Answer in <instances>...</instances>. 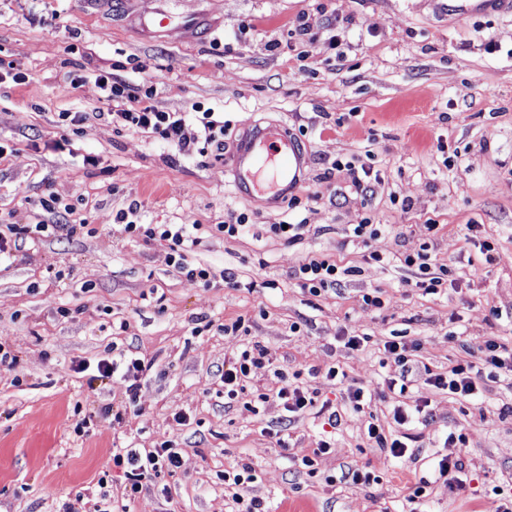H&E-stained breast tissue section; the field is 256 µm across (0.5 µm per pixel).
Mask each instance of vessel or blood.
Returning <instances> with one entry per match:
<instances>
[{"mask_svg":"<svg viewBox=\"0 0 512 512\" xmlns=\"http://www.w3.org/2000/svg\"><path fill=\"white\" fill-rule=\"evenodd\" d=\"M453 10L462 20L512 13V0H455ZM304 166V149L287 128L254 124L234 144L229 166L231 185L238 196L260 194L275 206L300 185Z\"/></svg>","mask_w":512,"mask_h":512,"instance_id":"vessel-or-blood-1","label":"vessel or blood"}]
</instances>
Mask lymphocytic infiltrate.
<instances>
[{"mask_svg": "<svg viewBox=\"0 0 512 512\" xmlns=\"http://www.w3.org/2000/svg\"><path fill=\"white\" fill-rule=\"evenodd\" d=\"M95 82L104 92L106 100L115 102L116 110L109 117L113 127H129L152 134L156 138L174 147L184 156L193 153H206L208 147L223 146L224 138L230 130V125L216 118L214 112L204 111L198 118L201 126L200 134L188 131L185 117L179 112H165L157 109L152 103V89L144 88L135 80L117 77L111 73L97 75ZM42 209L58 216L55 224H11L6 232H0V258L13 256L29 242L41 236L76 235L94 236L96 225L81 223H66V216L74 214L76 207L71 203L61 202L55 196L41 199ZM140 209L138 202H131L127 211L118 213V220L124 221V231L129 236L142 239L144 242L154 241L165 243L168 248V263L180 273L202 285H209L211 272L209 268L195 265L188 261L187 252L196 244L189 225L186 224H142L135 217ZM401 265L413 271L414 287L424 293L436 294L447 285L451 274L449 266L437 263L433 259L428 246H421L418 251L401 254ZM346 274L345 269L336 259L324 254L309 255L300 265L296 277L301 288L310 295L318 297L330 291L337 290ZM422 348L420 340L404 336H391L383 343V354L386 362L394 368L393 374L384 381L388 392L401 397V404L394 407L392 420L394 430H386L377 419L367 422L365 445L387 453L399 459L408 450L404 428L415 417L428 414L429 402H420L409 398V385L413 375L419 371L417 356ZM460 348L464 354L456 365L445 372L426 371L425 381L435 390L461 400L468 401L478 392V382L482 375H489L497 380H512V347L501 343L498 337L489 336L485 339L470 343L461 342ZM273 360L270 350L260 344L243 349L224 364L220 379L224 385V406L232 408L240 402H247L252 412L260 409L272 399L278 400L285 412L286 424L294 422L315 404L316 391L302 383V375L322 377L334 383L343 385L342 399L345 405L355 412H363L376 394L374 388L368 385H346V373L336 364L325 369H309L308 373L298 371L289 373L276 370L279 380L277 387L267 391H249L248 385L254 369L271 363ZM96 372L99 378L108 379L114 374H121L128 383L126 390L128 404H136L138 380L145 371L144 361L128 349H119L115 355L98 360ZM183 450L179 444L166 440L151 448H116L112 451V465L121 469L126 478L125 494L135 497L142 489L145 479L156 478L164 472H174L182 464Z\"/></svg>", "mask_w": 512, "mask_h": 512, "instance_id": "f902f5d3", "label": "lymphocytic infiltrate"}]
</instances>
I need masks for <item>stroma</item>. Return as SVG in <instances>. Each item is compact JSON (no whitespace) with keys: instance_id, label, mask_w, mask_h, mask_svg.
<instances>
[{"instance_id":"35a3bbf8","label":"stroma","mask_w":512,"mask_h":512,"mask_svg":"<svg viewBox=\"0 0 512 512\" xmlns=\"http://www.w3.org/2000/svg\"><path fill=\"white\" fill-rule=\"evenodd\" d=\"M168 5L172 16L198 15L199 26L173 23L141 34L117 19L106 0H0V59L13 62L25 83L0 78V221L51 223L39 205L52 194L83 198L72 224L89 220L96 236L46 237L0 260V340L18 357L0 364V512H63L77 503L96 512L107 490L116 512H230L224 470L252 466L251 490L268 512L299 505L305 512H401L409 487L433 481L425 512H483L485 499L512 473V385L486 382L465 403L437 393L424 378L410 388L433 414L412 424V456L395 459L362 448L363 417L341 400V388L316 382L320 399L337 405L335 446L318 460V475L296 472L291 458L312 455L325 415L313 409L291 429L289 447L269 435L281 408L260 413L225 410L218 392L225 360L252 342L270 348L277 366L294 371L339 363L352 384L382 385L379 343L398 332L422 341L420 360L447 370L459 343L500 337L512 345V14L457 19L448 0H139ZM311 30L286 41L298 16ZM238 36L232 51L222 40ZM338 48H331V38ZM496 50H489L488 42ZM117 73L152 85V102L168 112L223 113L232 123L223 150L186 157L134 128L115 130L95 77ZM80 88L65 87L68 75ZM86 113L75 134L56 123L62 109ZM275 124L305 148L301 204L267 207L233 193L227 167L235 138L251 124ZM70 136L71 148L56 141ZM374 154L371 192L352 187L335 160ZM458 151L453 163L444 153ZM95 154L99 164L84 165ZM409 208H402L401 199ZM138 201V222L195 224L189 255L211 268L210 285L188 280L167 262L159 244L124 232L115 217ZM251 218L248 230L224 238L210 227L230 212ZM379 224L367 244L350 232L365 218ZM436 220L437 230L427 228ZM304 225L289 245L273 224ZM479 232H472V225ZM496 251L485 262L479 244ZM428 245L452 269V285L437 295L408 287L400 254ZM311 252L335 257L349 273L339 292L314 297L298 286L296 270ZM391 257L380 266L369 253ZM233 269L239 287L225 284ZM381 290L384 309L366 306ZM71 308L63 319L58 307ZM245 317L249 332L225 337L221 324ZM130 324L126 337L150 368L138 381L136 406L126 382L75 372L78 361L103 358L112 320ZM210 331L194 335L200 320ZM300 331H293V323ZM368 335L359 350L344 337ZM111 417H104V410ZM92 418L76 436L77 415ZM186 416L179 424L178 416ZM460 429L465 447L445 442ZM173 440L181 468L145 480L134 499L112 466V451L151 448ZM458 456L465 483L434 482L433 461ZM379 475L370 485L343 483V467ZM106 488H99L100 476ZM336 476L327 484V476Z\"/></svg>"}]
</instances>
